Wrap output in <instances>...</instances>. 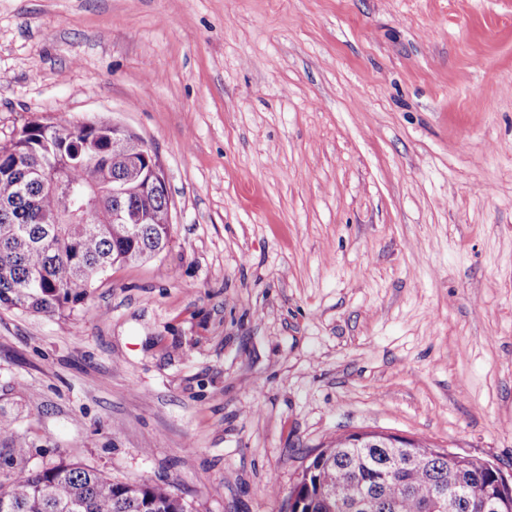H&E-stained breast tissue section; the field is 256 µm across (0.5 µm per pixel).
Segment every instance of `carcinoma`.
<instances>
[{
	"label": "carcinoma",
	"instance_id": "cac0c4a2",
	"mask_svg": "<svg viewBox=\"0 0 512 512\" xmlns=\"http://www.w3.org/2000/svg\"><path fill=\"white\" fill-rule=\"evenodd\" d=\"M71 121L46 124L53 145L66 158L63 180L80 201L61 224L52 223L62 198L24 175L43 163L42 133L24 132L0 145V307L62 314L81 303L112 267L142 263L169 243L172 224L112 221L108 183L125 173V155L137 153L142 139L129 137L125 152L112 154L111 123L96 121L100 160L91 147L78 149L65 134ZM130 208L167 212V202L145 201L134 190ZM12 453L0 459V512H192L191 505L161 483L114 482L99 471L64 459L41 469L17 467L28 446L18 432L0 425ZM394 435L353 433L321 449L302 470L290 494V512H350L361 496L375 501L373 512H434L445 493L444 512H482L476 504L500 493L499 470L472 456L453 455L407 440L422 464L395 455ZM465 489L471 501L454 496Z\"/></svg>",
	"mask_w": 512,
	"mask_h": 512
}]
</instances>
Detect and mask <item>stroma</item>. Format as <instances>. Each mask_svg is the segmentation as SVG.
<instances>
[{
	"mask_svg": "<svg viewBox=\"0 0 512 512\" xmlns=\"http://www.w3.org/2000/svg\"><path fill=\"white\" fill-rule=\"evenodd\" d=\"M150 144L168 246L0 308V423L193 512L384 432L512 477V0H0V143Z\"/></svg>",
	"mask_w": 512,
	"mask_h": 512,
	"instance_id": "1",
	"label": "stroma"
}]
</instances>
